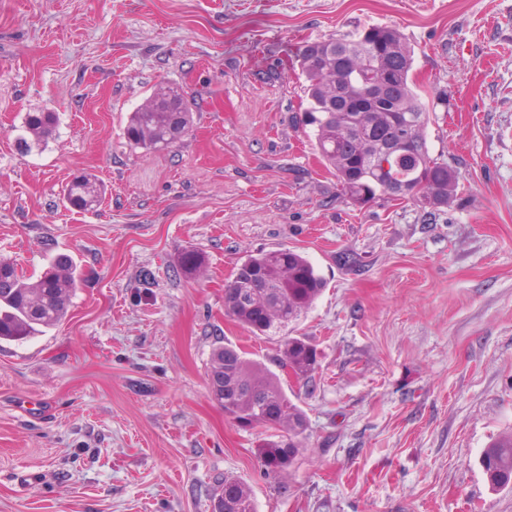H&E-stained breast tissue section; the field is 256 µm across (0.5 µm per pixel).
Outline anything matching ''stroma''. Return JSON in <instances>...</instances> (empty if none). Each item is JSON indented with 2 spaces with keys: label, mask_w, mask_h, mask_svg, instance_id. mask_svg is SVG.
<instances>
[{
  "label": "stroma",
  "mask_w": 512,
  "mask_h": 512,
  "mask_svg": "<svg viewBox=\"0 0 512 512\" xmlns=\"http://www.w3.org/2000/svg\"><path fill=\"white\" fill-rule=\"evenodd\" d=\"M381 24L414 48L430 154L459 174L433 215L343 202L292 120L298 46ZM161 83L194 126L150 153L124 127ZM30 112L57 125L26 151ZM82 174L97 209L60 199ZM260 248L327 281L285 333L321 361L281 375L308 428L280 480L265 429L208 390L216 342L266 362L282 340L224 311ZM61 254L85 274L66 320L0 343V512H212L228 475L257 512H512L479 465L512 430V0H0V256L31 275Z\"/></svg>",
  "instance_id": "obj_1"
}]
</instances>
